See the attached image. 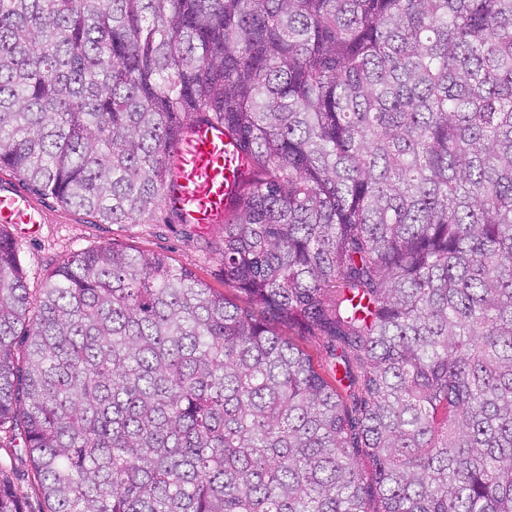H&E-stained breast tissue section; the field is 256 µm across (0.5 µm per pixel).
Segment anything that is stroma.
Wrapping results in <instances>:
<instances>
[{"mask_svg":"<svg viewBox=\"0 0 512 512\" xmlns=\"http://www.w3.org/2000/svg\"><path fill=\"white\" fill-rule=\"evenodd\" d=\"M30 197L41 213V224L32 230L11 226L7 232L31 295H38L47 274L63 260L112 244L155 254L190 270L216 290L224 288V263L217 251L224 237L223 225L203 230L180 223L175 214L165 210L148 224H106L90 212L62 206L55 198L35 191ZM20 446V439L0 432V478L12 487L22 512H46L32 463Z\"/></svg>","mask_w":512,"mask_h":512,"instance_id":"stroma-1","label":"stroma"}]
</instances>
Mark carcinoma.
<instances>
[{"mask_svg":"<svg viewBox=\"0 0 512 512\" xmlns=\"http://www.w3.org/2000/svg\"><path fill=\"white\" fill-rule=\"evenodd\" d=\"M193 121L248 163L235 298L105 245L34 299L0 228V430L47 512H512V0H0L35 191L147 223ZM290 334L294 341L311 355L315 367L323 372L322 368L326 365L329 358L322 342H320L317 337L304 336V333L298 328L290 331Z\"/></svg>","mask_w":512,"mask_h":512,"instance_id":"1","label":"carcinoma"}]
</instances>
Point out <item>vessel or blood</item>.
Returning <instances> with one entry per match:
<instances>
[{
	"mask_svg": "<svg viewBox=\"0 0 512 512\" xmlns=\"http://www.w3.org/2000/svg\"><path fill=\"white\" fill-rule=\"evenodd\" d=\"M168 201L184 224L222 223L244 170L240 149L223 125L190 123L172 152ZM39 211L28 195L0 185V224H35Z\"/></svg>",
	"mask_w": 512,
	"mask_h": 512,
	"instance_id": "b4317fda",
	"label": "vessel or blood"
}]
</instances>
